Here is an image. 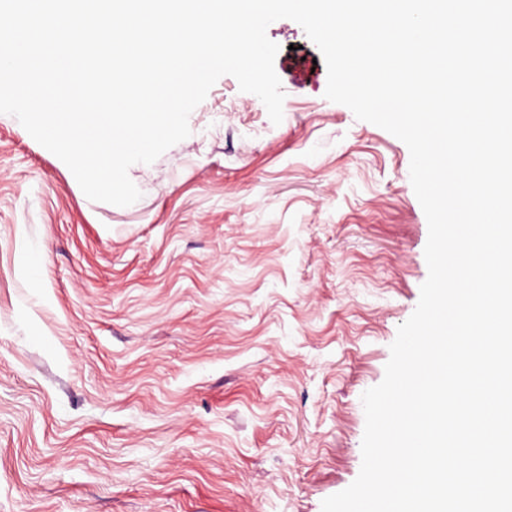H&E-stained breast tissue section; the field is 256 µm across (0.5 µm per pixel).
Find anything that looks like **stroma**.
<instances>
[{
  "instance_id": "35a3bbf8",
  "label": "stroma",
  "mask_w": 512,
  "mask_h": 512,
  "mask_svg": "<svg viewBox=\"0 0 512 512\" xmlns=\"http://www.w3.org/2000/svg\"><path fill=\"white\" fill-rule=\"evenodd\" d=\"M267 35L282 122L222 76L126 207L0 114V512H322L357 478L428 224L407 146Z\"/></svg>"
}]
</instances>
